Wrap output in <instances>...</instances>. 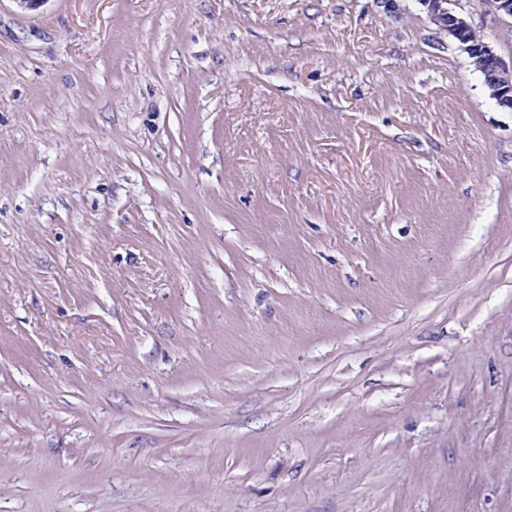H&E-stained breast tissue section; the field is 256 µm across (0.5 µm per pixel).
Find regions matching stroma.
Returning a JSON list of instances; mask_svg holds the SVG:
<instances>
[{
  "label": "stroma",
  "instance_id": "stroma-1",
  "mask_svg": "<svg viewBox=\"0 0 512 512\" xmlns=\"http://www.w3.org/2000/svg\"><path fill=\"white\" fill-rule=\"evenodd\" d=\"M400 8L0 0V512H512V112Z\"/></svg>",
  "mask_w": 512,
  "mask_h": 512
}]
</instances>
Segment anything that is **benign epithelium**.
Here are the masks:
<instances>
[{"mask_svg":"<svg viewBox=\"0 0 512 512\" xmlns=\"http://www.w3.org/2000/svg\"><path fill=\"white\" fill-rule=\"evenodd\" d=\"M452 0H421L427 16L438 30L456 39L463 51L469 55L480 54L494 62L493 73L487 76L486 84L498 103L508 100L512 108V65L505 64L493 46L468 21L467 17L448 7Z\"/></svg>","mask_w":512,"mask_h":512,"instance_id":"obj_1","label":"benign epithelium"}]
</instances>
